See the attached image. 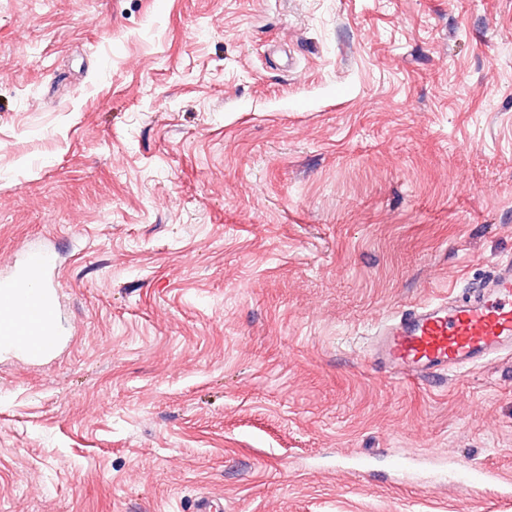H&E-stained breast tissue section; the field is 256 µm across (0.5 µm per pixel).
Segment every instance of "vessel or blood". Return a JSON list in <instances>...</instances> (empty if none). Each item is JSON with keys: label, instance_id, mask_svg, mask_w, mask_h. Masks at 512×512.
I'll return each instance as SVG.
<instances>
[{"label": "vessel or blood", "instance_id": "b4317fda", "mask_svg": "<svg viewBox=\"0 0 512 512\" xmlns=\"http://www.w3.org/2000/svg\"><path fill=\"white\" fill-rule=\"evenodd\" d=\"M45 249L25 253L12 274L0 278V345L23 349L32 360L60 346L59 306ZM512 354V262L465 297L448 296L396 314L375 327L369 357L383 371L419 381L481 366ZM460 488L499 481L498 473L455 461Z\"/></svg>", "mask_w": 512, "mask_h": 512}]
</instances>
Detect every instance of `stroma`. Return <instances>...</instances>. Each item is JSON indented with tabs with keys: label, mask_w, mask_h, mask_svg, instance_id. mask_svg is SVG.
I'll return each instance as SVG.
<instances>
[{
	"label": "stroma",
	"mask_w": 512,
	"mask_h": 512,
	"mask_svg": "<svg viewBox=\"0 0 512 512\" xmlns=\"http://www.w3.org/2000/svg\"><path fill=\"white\" fill-rule=\"evenodd\" d=\"M31 246L0 512H512V358H368L512 260V0H0V275ZM54 264L50 251L31 249L10 276L0 278V345L23 349L34 361L60 346ZM451 473L471 477V479L458 481L459 487L466 490L476 487L485 488L488 483H495L502 478L501 475L496 472L475 467L463 460H456L454 462Z\"/></svg>",
	"instance_id": "obj_1"
}]
</instances>
